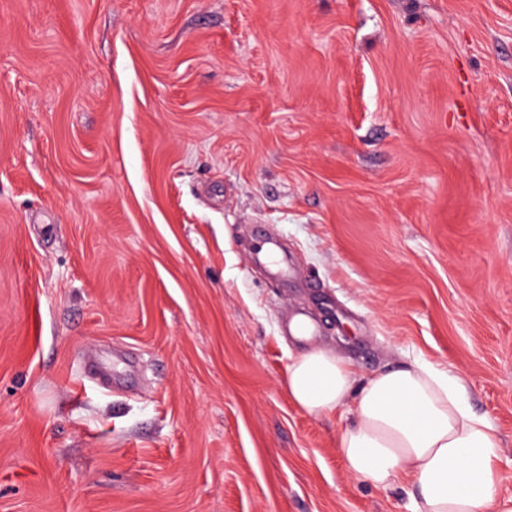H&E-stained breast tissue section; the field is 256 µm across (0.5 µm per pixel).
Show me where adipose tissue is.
<instances>
[{
	"mask_svg": "<svg viewBox=\"0 0 512 512\" xmlns=\"http://www.w3.org/2000/svg\"><path fill=\"white\" fill-rule=\"evenodd\" d=\"M287 390L312 414L352 404L356 421L338 440L348 472L377 487L411 481L412 512H512V499L497 496L500 437L450 372L417 361L364 379L315 349L293 361Z\"/></svg>",
	"mask_w": 512,
	"mask_h": 512,
	"instance_id": "adipose-tissue-1",
	"label": "adipose tissue"
}]
</instances>
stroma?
Returning a JSON list of instances; mask_svg holds the SVG:
<instances>
[{
  "mask_svg": "<svg viewBox=\"0 0 512 512\" xmlns=\"http://www.w3.org/2000/svg\"><path fill=\"white\" fill-rule=\"evenodd\" d=\"M316 348L459 376L512 498V0H0V512H411Z\"/></svg>",
  "mask_w": 512,
  "mask_h": 512,
  "instance_id": "obj_1",
  "label": "stroma"
}]
</instances>
